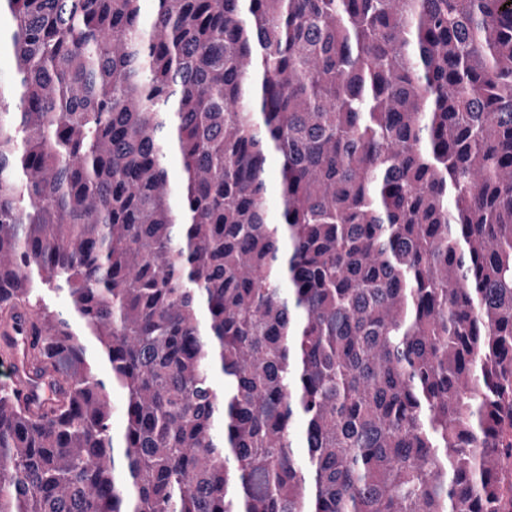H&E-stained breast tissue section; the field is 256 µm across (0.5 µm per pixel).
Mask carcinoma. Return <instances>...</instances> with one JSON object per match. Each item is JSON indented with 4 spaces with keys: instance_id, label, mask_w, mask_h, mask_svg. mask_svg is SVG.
Returning a JSON list of instances; mask_svg holds the SVG:
<instances>
[{
    "instance_id": "1",
    "label": "carcinoma",
    "mask_w": 512,
    "mask_h": 512,
    "mask_svg": "<svg viewBox=\"0 0 512 512\" xmlns=\"http://www.w3.org/2000/svg\"><path fill=\"white\" fill-rule=\"evenodd\" d=\"M152 3L0 0V512H512V0ZM1 372L12 383L21 401L31 405L43 403L49 390L41 385L32 363L33 344L42 336L36 320L23 310L1 321Z\"/></svg>"
}]
</instances>
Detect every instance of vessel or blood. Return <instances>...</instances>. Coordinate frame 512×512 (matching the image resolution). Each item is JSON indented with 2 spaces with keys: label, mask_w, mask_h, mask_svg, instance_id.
<instances>
[{
  "label": "vessel or blood",
  "mask_w": 512,
  "mask_h": 512,
  "mask_svg": "<svg viewBox=\"0 0 512 512\" xmlns=\"http://www.w3.org/2000/svg\"><path fill=\"white\" fill-rule=\"evenodd\" d=\"M40 339L36 320L25 311L0 320V376L12 383L21 401L32 405L43 403L49 395L31 359L33 345Z\"/></svg>",
  "instance_id": "vessel-or-blood-1"
}]
</instances>
